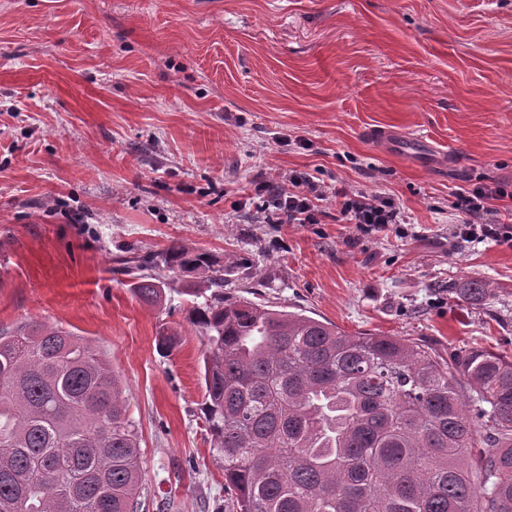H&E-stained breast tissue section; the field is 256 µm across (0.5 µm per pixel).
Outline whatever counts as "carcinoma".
Here are the masks:
<instances>
[{
	"mask_svg": "<svg viewBox=\"0 0 512 512\" xmlns=\"http://www.w3.org/2000/svg\"><path fill=\"white\" fill-rule=\"evenodd\" d=\"M205 275L188 310L207 337L203 420L235 512H512V360L480 348L440 362L397 336H354L224 295L235 269L182 246L125 257ZM459 301L492 294L465 280ZM138 432L109 363L62 327L0 336V512H137Z\"/></svg>",
	"mask_w": 512,
	"mask_h": 512,
	"instance_id": "1",
	"label": "carcinoma"
}]
</instances>
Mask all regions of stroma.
<instances>
[{
  "label": "stroma",
  "instance_id": "stroma-1",
  "mask_svg": "<svg viewBox=\"0 0 512 512\" xmlns=\"http://www.w3.org/2000/svg\"><path fill=\"white\" fill-rule=\"evenodd\" d=\"M291 171L389 196L403 221L364 234L328 199L318 223H265L259 186ZM478 182L507 189L492 219L512 222V0H0V330L59 326L110 363L142 512L229 497L194 282L157 270L148 306L118 258L229 255L227 295L511 360L512 248L455 234ZM463 280L491 297L459 302Z\"/></svg>",
  "mask_w": 512,
  "mask_h": 512
}]
</instances>
